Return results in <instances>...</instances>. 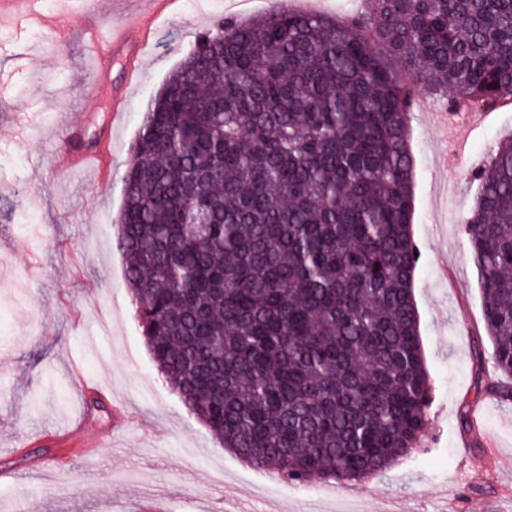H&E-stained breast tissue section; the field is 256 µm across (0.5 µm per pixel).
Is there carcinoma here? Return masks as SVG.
Masks as SVG:
<instances>
[{
  "instance_id": "obj_1",
  "label": "carcinoma",
  "mask_w": 512,
  "mask_h": 512,
  "mask_svg": "<svg viewBox=\"0 0 512 512\" xmlns=\"http://www.w3.org/2000/svg\"><path fill=\"white\" fill-rule=\"evenodd\" d=\"M274 6L198 39L145 114L116 243L152 360L247 465L363 480L417 447L431 379L413 294L417 87L512 100V0ZM465 217L512 400V137ZM297 12L324 14L343 18L359 13L362 9L360 0H288ZM288 1L284 2L288 4Z\"/></svg>"
}]
</instances>
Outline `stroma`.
I'll return each instance as SVG.
<instances>
[{
	"label": "stroma",
	"instance_id": "obj_1",
	"mask_svg": "<svg viewBox=\"0 0 512 512\" xmlns=\"http://www.w3.org/2000/svg\"><path fill=\"white\" fill-rule=\"evenodd\" d=\"M267 0H178L158 22L132 103L112 140V178L101 184L70 171L48 128L54 113L85 125L84 146L103 140L125 63L100 76L98 99L79 87L88 74V24L69 17L61 53L47 55L39 31L0 14V512H137L151 495L175 512H206L235 492L240 512H335L336 489L357 512H512V401L491 392L497 379L485 334L479 272L463 219L479 184L472 177L491 149L512 136V105L479 107L480 126L459 148L455 127L436 126L433 99L409 114L415 158L414 240L421 258L414 295L432 382L418 448L369 481L295 484L253 469L225 449L152 362L134 315L114 223L144 112L199 33L227 17L267 11ZM459 157L445 170L441 157ZM26 238L43 275L28 280ZM98 384L67 377L72 360ZM479 409L478 427L463 417ZM84 418L62 446L44 431ZM107 435L94 455L83 442Z\"/></svg>",
	"mask_w": 512,
	"mask_h": 512
}]
</instances>
